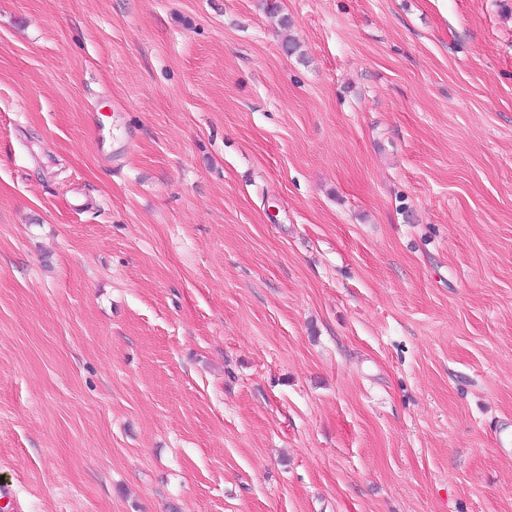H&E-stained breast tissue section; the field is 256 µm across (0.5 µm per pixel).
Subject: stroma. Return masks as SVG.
I'll use <instances>...</instances> for the list:
<instances>
[{"mask_svg":"<svg viewBox=\"0 0 512 512\" xmlns=\"http://www.w3.org/2000/svg\"><path fill=\"white\" fill-rule=\"evenodd\" d=\"M0 479L512 512V0H0Z\"/></svg>","mask_w":512,"mask_h":512,"instance_id":"stroma-1","label":"stroma"}]
</instances>
